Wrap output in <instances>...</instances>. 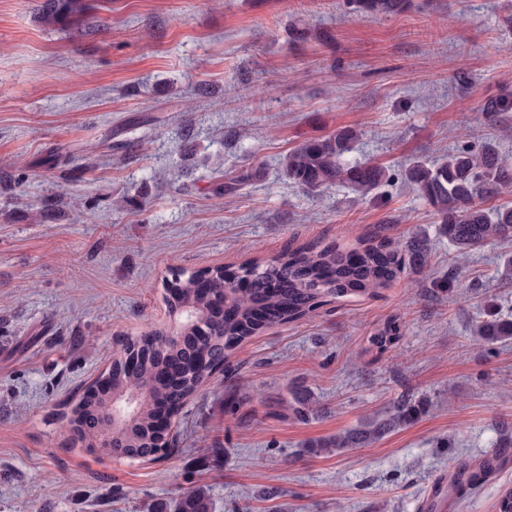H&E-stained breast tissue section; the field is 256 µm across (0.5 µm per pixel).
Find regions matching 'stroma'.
I'll return each instance as SVG.
<instances>
[{"label": "stroma", "instance_id": "1", "mask_svg": "<svg viewBox=\"0 0 512 512\" xmlns=\"http://www.w3.org/2000/svg\"><path fill=\"white\" fill-rule=\"evenodd\" d=\"M0 0V512H430L428 487L512 440V340L487 346V309L512 314V241L459 257L401 177L461 145L512 157V0H411L361 17L343 0ZM307 28L304 40L292 28ZM466 80H459V73ZM364 129L352 156L394 180L361 198L308 193L278 170L307 139ZM261 168L228 195L219 175ZM433 234L429 266L347 296L234 351L184 409L173 454L127 461L73 445L81 388L130 338L168 330L176 271ZM448 279L436 297L433 281ZM401 336L368 338L388 320ZM312 393L298 419L291 392ZM422 403L410 425L329 455L309 442ZM512 462L454 512H493ZM83 8L82 0H45L44 15L48 21L57 22L78 16ZM401 336L400 324L397 320H391L377 329L370 337V344L379 351L386 350Z\"/></svg>", "mask_w": 512, "mask_h": 512}]
</instances>
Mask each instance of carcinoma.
<instances>
[{
  "instance_id": "carcinoma-1",
  "label": "carcinoma",
  "mask_w": 512,
  "mask_h": 512,
  "mask_svg": "<svg viewBox=\"0 0 512 512\" xmlns=\"http://www.w3.org/2000/svg\"><path fill=\"white\" fill-rule=\"evenodd\" d=\"M406 0H348L363 16L400 10ZM83 0H45L44 15L52 22L78 16ZM488 113L512 112V97H491L482 104ZM364 131L344 128L334 134L310 138L279 160L288 181L309 193L341 185L367 196L393 180L380 164L351 161L347 155ZM420 196L432 206L439 232L458 251L466 253L491 241L512 239V206L487 207L504 188L512 186V165L490 143L476 150L461 147L432 164L416 162L402 173ZM432 253L429 236L416 232L398 248L383 238L346 250L333 243L321 249L302 246L290 249L270 262L251 260L235 270L206 269L208 290L195 281L197 272H180L171 282L166 302L171 314L182 318L172 338L161 342L152 335L128 339L112 357V364L98 379L120 394L140 390L136 411L128 417L112 441V457L156 461L174 448L154 428V406L159 400L178 416L190 397L242 343L273 325L299 319L323 306L328 299L373 296L399 276L420 274ZM233 278L250 283L247 294L231 296ZM475 335L492 345L512 339V319L495 314L477 322ZM401 336L400 324L385 323L370 337V344L384 351ZM294 411L313 413L311 395L304 389L293 393ZM421 413L418 405L398 404L382 417L368 419L354 428L309 444L312 451L332 453L361 448L406 425ZM111 414L110 398L89 384L70 409L68 424L73 440L94 447ZM493 457L473 470L460 469L454 478L457 499L466 497L495 470ZM174 512H210L205 493L175 504Z\"/></svg>"
}]
</instances>
